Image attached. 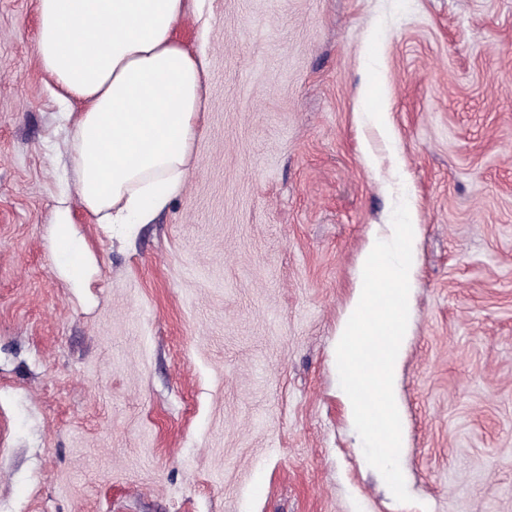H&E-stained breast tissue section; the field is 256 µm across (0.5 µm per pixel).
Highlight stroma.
<instances>
[{
  "instance_id": "1",
  "label": "stroma",
  "mask_w": 512,
  "mask_h": 512,
  "mask_svg": "<svg viewBox=\"0 0 512 512\" xmlns=\"http://www.w3.org/2000/svg\"><path fill=\"white\" fill-rule=\"evenodd\" d=\"M38 0H0V512H512V0H205L182 191L48 239L67 130ZM387 115L382 135L370 113ZM422 234L400 381L412 501L333 341L368 235ZM50 235L53 251L61 259L57 267L58 274L70 288H89L93 258L75 230L71 196L67 192H62L55 198Z\"/></svg>"
}]
</instances>
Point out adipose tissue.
<instances>
[{
  "label": "adipose tissue",
  "instance_id": "adipose-tissue-1",
  "mask_svg": "<svg viewBox=\"0 0 512 512\" xmlns=\"http://www.w3.org/2000/svg\"><path fill=\"white\" fill-rule=\"evenodd\" d=\"M203 0H38V57L59 100L79 104L67 135L76 191L55 199L59 275L89 285L93 258L71 198L103 224H146L181 189L208 108V61L176 37Z\"/></svg>",
  "mask_w": 512,
  "mask_h": 512
}]
</instances>
